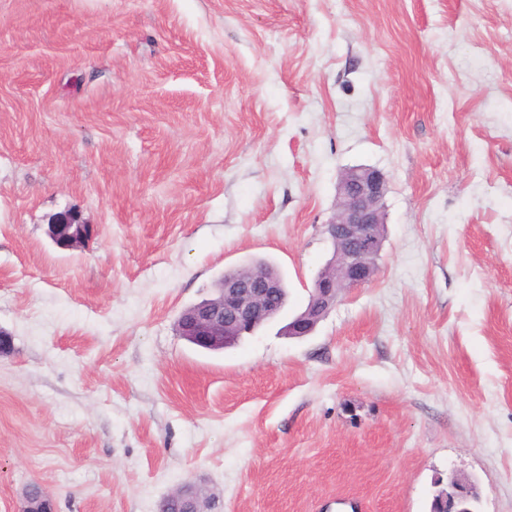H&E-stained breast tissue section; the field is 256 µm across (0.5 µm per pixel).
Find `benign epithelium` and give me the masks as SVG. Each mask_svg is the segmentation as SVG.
I'll list each match as a JSON object with an SVG mask.
<instances>
[{
  "instance_id": "1",
  "label": "benign epithelium",
  "mask_w": 512,
  "mask_h": 512,
  "mask_svg": "<svg viewBox=\"0 0 512 512\" xmlns=\"http://www.w3.org/2000/svg\"><path fill=\"white\" fill-rule=\"evenodd\" d=\"M386 191L385 177L375 168H353L342 175L336 213L325 224V233L333 244L332 256L315 278L306 306L286 325V335H310L336 306L342 289L361 287L373 279L382 249L376 226L384 223ZM49 232L59 247L76 249L93 239L95 228L66 218L50 225ZM281 287L280 280L261 268L247 275L228 270L216 281L209 297L180 313L178 334L205 350L229 347L283 312V307L272 303ZM435 500L442 512H475L476 489L471 482L453 480ZM213 506L204 489L186 483L167 496L161 512H212ZM21 512H55V507L37 484L28 487Z\"/></svg>"
}]
</instances>
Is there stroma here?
Returning a JSON list of instances; mask_svg holds the SVG:
<instances>
[{
	"label": "stroma",
	"instance_id": "obj_1",
	"mask_svg": "<svg viewBox=\"0 0 512 512\" xmlns=\"http://www.w3.org/2000/svg\"><path fill=\"white\" fill-rule=\"evenodd\" d=\"M353 166L370 283L304 338L178 336L253 260L298 312ZM0 329V512H430L453 476L512 512V0H0ZM49 232L55 243L63 249L84 247L94 235L95 228L90 224H79L73 218H66L59 224H51ZM214 501L206 491L186 483L172 491L162 503L161 512H211ZM52 499L44 492L40 485H30L24 494L21 512H54Z\"/></svg>",
	"mask_w": 512,
	"mask_h": 512
}]
</instances>
